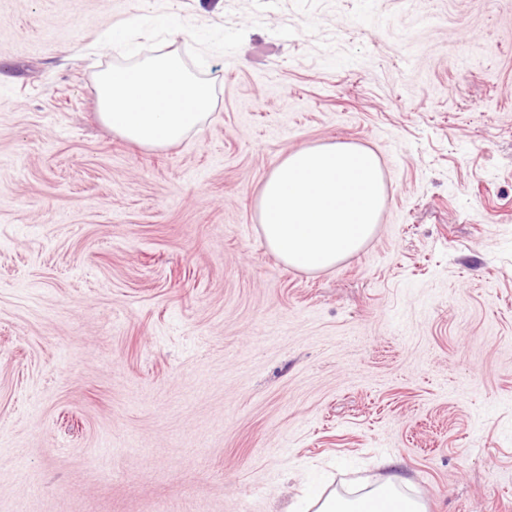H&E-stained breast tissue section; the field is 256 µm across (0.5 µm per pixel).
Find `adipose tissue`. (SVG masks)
I'll list each match as a JSON object with an SVG mask.
<instances>
[{
	"mask_svg": "<svg viewBox=\"0 0 512 512\" xmlns=\"http://www.w3.org/2000/svg\"><path fill=\"white\" fill-rule=\"evenodd\" d=\"M406 487L405 478L391 475L382 482L364 484L355 494H318L312 504L316 512H424L422 502L406 494Z\"/></svg>",
	"mask_w": 512,
	"mask_h": 512,
	"instance_id": "obj_1",
	"label": "adipose tissue"
}]
</instances>
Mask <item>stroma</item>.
Here are the masks:
<instances>
[{
  "label": "stroma",
  "instance_id": "stroma-1",
  "mask_svg": "<svg viewBox=\"0 0 512 512\" xmlns=\"http://www.w3.org/2000/svg\"><path fill=\"white\" fill-rule=\"evenodd\" d=\"M158 12L247 33L149 150L94 86ZM333 142L386 203L306 273L258 195ZM383 459L427 512H512V0H0V512H294Z\"/></svg>",
  "mask_w": 512,
  "mask_h": 512
}]
</instances>
